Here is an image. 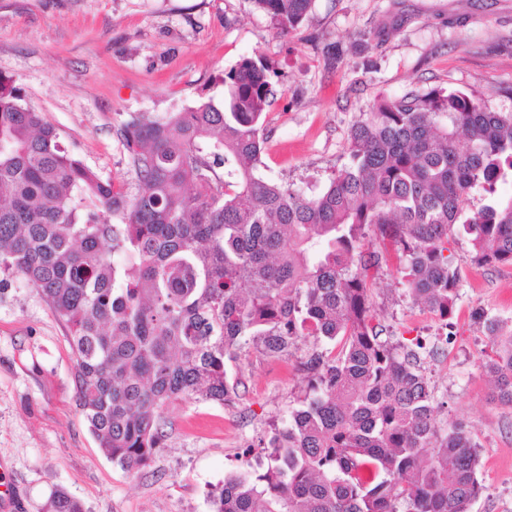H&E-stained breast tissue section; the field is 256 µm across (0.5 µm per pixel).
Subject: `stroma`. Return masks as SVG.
<instances>
[{"instance_id": "1", "label": "stroma", "mask_w": 512, "mask_h": 512, "mask_svg": "<svg viewBox=\"0 0 512 512\" xmlns=\"http://www.w3.org/2000/svg\"><path fill=\"white\" fill-rule=\"evenodd\" d=\"M343 55L330 63L334 47ZM263 56L276 100L264 123L263 173L310 194L348 163L352 125L383 98L460 91L512 112V0H315L280 33L251 0H0V75L57 130L62 145L115 188L137 181L118 130L202 101L222 102L224 74ZM384 259L368 277L376 323L422 341L442 427L464 423L478 445L482 493L469 512H512V406L482 368L484 318L512 327V266L480 267L466 237L450 256L460 272L453 316L413 304L403 260L375 235ZM0 290V463L15 512H42L57 490L85 512H212L209 490L264 465L260 441L299 408L303 362L326 342L279 357L242 348L227 362L241 379L224 404L175 400L168 438L150 467L130 472L101 451L77 405L69 329L21 278Z\"/></svg>"}]
</instances>
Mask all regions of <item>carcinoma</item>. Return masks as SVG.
Listing matches in <instances>:
<instances>
[{"mask_svg": "<svg viewBox=\"0 0 512 512\" xmlns=\"http://www.w3.org/2000/svg\"><path fill=\"white\" fill-rule=\"evenodd\" d=\"M313 2L252 0L283 32ZM275 98L259 56L226 74L221 104L132 116L127 194L0 76V273L69 327L78 406L124 469L163 447L171 401H229L239 382L226 362L243 346L277 357L337 340L302 363L301 407L263 444L266 466L211 488L214 512H468L482 490L476 442L463 424L438 426L422 343L373 323L367 272L382 254L364 238H390L413 303L442 319L458 299L455 230L474 264L512 265V198L494 197L512 177V112L457 91L382 99L353 126L349 164L309 196L263 175ZM475 189L493 201L468 212ZM485 326L495 357L483 368L512 405V330ZM43 512L84 508L55 491Z\"/></svg>", "mask_w": 512, "mask_h": 512, "instance_id": "1", "label": "carcinoma"}]
</instances>
